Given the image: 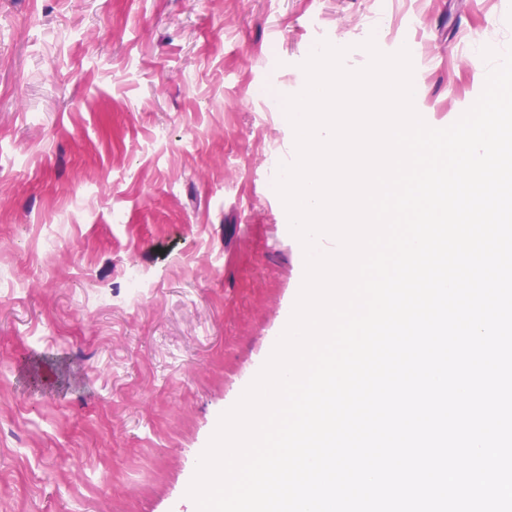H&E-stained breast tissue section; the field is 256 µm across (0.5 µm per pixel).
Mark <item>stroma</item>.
<instances>
[{"mask_svg":"<svg viewBox=\"0 0 512 512\" xmlns=\"http://www.w3.org/2000/svg\"><path fill=\"white\" fill-rule=\"evenodd\" d=\"M411 40L415 108L453 124L512 48V0H0V512H191L304 252L266 157L309 47ZM150 291L124 298L123 273ZM125 299L131 305L140 303L149 291V283L136 267H128L124 272Z\"/></svg>","mask_w":512,"mask_h":512,"instance_id":"stroma-1","label":"stroma"}]
</instances>
